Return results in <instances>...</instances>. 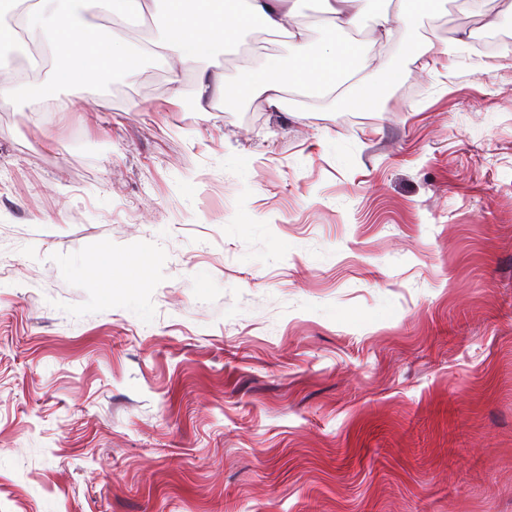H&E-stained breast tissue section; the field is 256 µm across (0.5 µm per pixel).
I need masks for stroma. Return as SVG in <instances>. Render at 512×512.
<instances>
[{"instance_id": "1", "label": "stroma", "mask_w": 512, "mask_h": 512, "mask_svg": "<svg viewBox=\"0 0 512 512\" xmlns=\"http://www.w3.org/2000/svg\"><path fill=\"white\" fill-rule=\"evenodd\" d=\"M511 2L363 17L371 107L0 108V512H512ZM392 11L375 10L373 23L375 30L386 43H389L395 30L410 26L423 14L440 9L444 0H396Z\"/></svg>"}]
</instances>
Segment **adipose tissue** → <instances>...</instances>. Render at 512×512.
Instances as JSON below:
<instances>
[{
	"instance_id": "obj_1",
	"label": "adipose tissue",
	"mask_w": 512,
	"mask_h": 512,
	"mask_svg": "<svg viewBox=\"0 0 512 512\" xmlns=\"http://www.w3.org/2000/svg\"><path fill=\"white\" fill-rule=\"evenodd\" d=\"M79 0H0V49L15 48L20 35L45 45L51 67L41 80L10 76L0 81V102L18 112H37L53 88L66 84L80 88L111 75L118 37L73 18ZM326 19L322 44L311 47L309 30L298 20L296 0H93L109 15L125 13L128 5L153 13L166 51L164 60L171 84L167 105L173 110L193 107L209 112L223 104L228 88L223 77L203 67V59L216 47L232 49L253 23L269 32L284 34L288 54L280 69L254 60L244 74L257 80L269 107L282 109L287 92L304 91L322 107L339 103L352 106L381 95L367 74L375 65L342 40L365 13H372L376 31L391 40L395 30L409 26L423 14L438 10L444 0H396L393 10H373L374 0H323ZM195 73L192 98L181 88L184 71Z\"/></svg>"
}]
</instances>
